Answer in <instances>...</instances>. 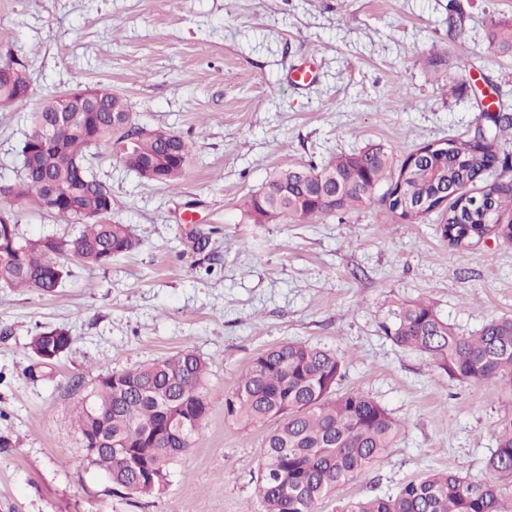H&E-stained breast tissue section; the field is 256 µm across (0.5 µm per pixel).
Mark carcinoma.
<instances>
[{
	"label": "carcinoma",
	"instance_id": "1",
	"mask_svg": "<svg viewBox=\"0 0 512 512\" xmlns=\"http://www.w3.org/2000/svg\"><path fill=\"white\" fill-rule=\"evenodd\" d=\"M30 88L25 65L18 61L0 75V99ZM99 111L72 108L64 113L71 129L44 151L42 127L55 117L64 96L46 99L31 113L20 154L22 175L11 184L13 202H28L38 210L83 227L73 237L27 239L17 224L0 220V287L53 294L70 276L63 258L86 267L103 268L138 248L128 225L112 220V194L89 172L90 149L112 148L124 167L144 184L177 189L186 176L191 145L173 136L174 153L160 140L135 130L112 127V116L130 114L123 97L102 87L92 90ZM492 142L483 132L458 142L454 157H423L403 181L402 195L411 210L402 219L415 223L426 217L416 205L441 193L448 198L444 236L456 247L494 236L512 242V192L497 184L484 186L482 203L463 202L459 189L481 181L493 158ZM313 170L280 167L262 187L243 199L242 212L253 224H279L289 218L308 220L344 214L373 199L377 189L400 176L394 157L382 147L342 153L309 180ZM396 345L431 357L448 377L460 383L512 384V318L492 319L469 336L458 334L433 304L412 302L383 327ZM71 344L64 327H43L30 338L29 348L42 364L54 358L39 355ZM342 357L304 342L288 341L263 350L249 364L236 388L224 395V414L247 425L274 426L264 435L256 495L265 512H316L324 499L338 497L352 481L365 475L394 447L401 422L379 402L359 391L339 393ZM209 365L186 350L154 359L135 369L100 377L76 410V431L85 448H94L104 434L112 452V483L126 488L136 481L122 451L150 466L153 481L136 490L150 495L163 487L172 457L170 448H190L209 414ZM485 468L512 477V406L496 428V449ZM340 512H512L491 479L474 480L432 470L403 483L396 493L346 502Z\"/></svg>",
	"mask_w": 512,
	"mask_h": 512
}]
</instances>
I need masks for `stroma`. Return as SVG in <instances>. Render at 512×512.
I'll return each mask as SVG.
<instances>
[{"label": "stroma", "mask_w": 512, "mask_h": 512, "mask_svg": "<svg viewBox=\"0 0 512 512\" xmlns=\"http://www.w3.org/2000/svg\"><path fill=\"white\" fill-rule=\"evenodd\" d=\"M512 0H0V59L31 91L0 106V185L21 174L29 115L76 86H112L136 124L194 145L178 190L141 183L91 149L113 220L137 250L104 268L70 261L53 296L0 288V512H263L253 477L262 426L224 415V395L262 350L301 341L345 361L361 391L403 423L348 485L356 500L433 469L487 478L503 384H462L384 334L408 301L433 302L467 335L512 317V243L452 246L438 214L408 223L371 200L323 220L252 224L239 205L282 166H318L380 145L403 160L473 137L483 106L512 116ZM313 65L295 84L290 72ZM29 239L77 225L10 201ZM66 328L70 348L29 375L28 343ZM190 350L210 369V412L161 491L134 495L87 456L75 405L98 378Z\"/></svg>", "instance_id": "35a3bbf8"}]
</instances>
